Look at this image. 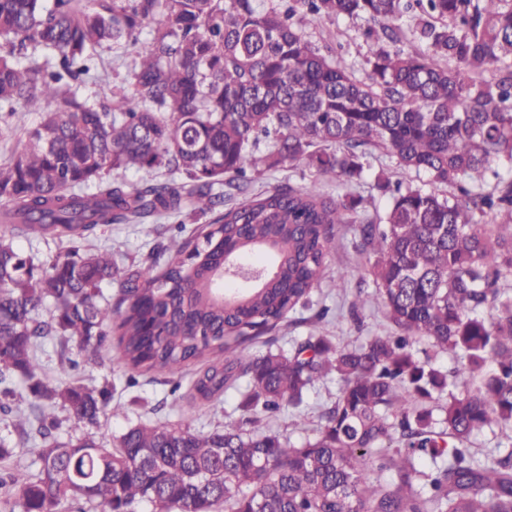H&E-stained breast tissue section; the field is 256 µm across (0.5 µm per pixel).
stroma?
<instances>
[{
  "label": "stroma",
  "instance_id": "obj_1",
  "mask_svg": "<svg viewBox=\"0 0 512 512\" xmlns=\"http://www.w3.org/2000/svg\"><path fill=\"white\" fill-rule=\"evenodd\" d=\"M363 20L344 19L338 22L326 21L310 34L318 44L331 46L336 57L345 59L363 69L366 47L360 36L364 28ZM132 56L122 49L105 55L98 71L99 79L87 81L79 93L92 102L110 99L114 92L123 90V78L131 63ZM52 102L41 99L28 104L23 111L9 114L0 112V164L7 162L20 148L29 131L36 128L45 112L54 110ZM371 169L363 183L352 187H339L332 183L324 184L323 190L329 194H352L361 197L360 213L371 214L384 210L388 198L375 186L378 172L389 168L385 156L375 155L370 159ZM210 218L192 211L176 218L160 222L146 219L141 224H113L98 230L95 245L111 249L119 268L138 264L154 248H160L181 234L190 233L196 227L209 223ZM369 255L361 241L354 236L351 228H343L336 238L335 252L330 257L325 279L319 288L314 289L313 298L329 309L328 315L316 325L281 327L272 332L270 339H257L249 343L246 350L254 356L264 355L269 348H289L295 336H324L334 344L353 347L368 337L388 333L390 326L383 311L374 303H366L359 312L358 321H351L347 309L349 300L355 299L362 286L368 285ZM106 347L95 357L81 352L77 343H69V355L78 363L70 375H60L57 366L56 342H49L42 356L46 376L56 384H64L67 379L107 388L111 393L112 408H120V415L111 412L101 415L97 425L87 427L75 422L64 410H56L59 423L57 434L61 439L91 434L112 443L128 427L140 422H163L177 424L189 421L196 432L207 434L228 426H240L241 413L237 408L239 397L231 393L213 405L197 409L193 419H186L187 395L191 388L194 366H187L168 380L152 379L149 375L133 376L125 364L119 343L116 325H108ZM338 393L336 380H329L308 391L300 409H286L270 418L269 423L288 438L292 444H300L314 437L321 419L323 408L335 401Z\"/></svg>",
  "mask_w": 512,
  "mask_h": 512
}]
</instances>
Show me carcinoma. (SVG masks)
<instances>
[{
    "mask_svg": "<svg viewBox=\"0 0 512 512\" xmlns=\"http://www.w3.org/2000/svg\"><path fill=\"white\" fill-rule=\"evenodd\" d=\"M339 18L372 22L364 79L311 40ZM130 47L129 90L100 107L78 96L103 51ZM39 99L56 110L0 165V394L26 384L33 402L12 429L41 445L30 478L0 437L10 512L64 500L99 512H512V177L492 166L512 165V0H0V111ZM374 150L424 176L376 175L390 193L382 216L353 219L361 198L315 186L254 189L253 175L300 161L355 185ZM160 169L167 178L139 187L112 178ZM226 183L245 196L227 209ZM190 205L217 216L172 241L160 272L154 253L122 273L111 250L81 251L101 226ZM344 224L375 256L372 300L392 332L249 356L247 342L306 322L289 315L321 285ZM18 238L68 247L43 264ZM226 255L239 275L220 270ZM119 275L114 307L103 289ZM114 313L129 367L174 374L210 354L190 399L236 392L249 424L331 377L336 400L298 447L187 421L130 426L113 448L64 441L55 408L95 425L109 392L46 381L40 354L60 337L68 373L65 344L97 355ZM417 339L431 351L414 352ZM443 354L457 361L449 373ZM460 380L472 390L454 393ZM486 428L506 454L480 461L467 442Z\"/></svg>",
    "mask_w": 512,
    "mask_h": 512,
    "instance_id": "obj_1",
    "label": "carcinoma"
}]
</instances>
